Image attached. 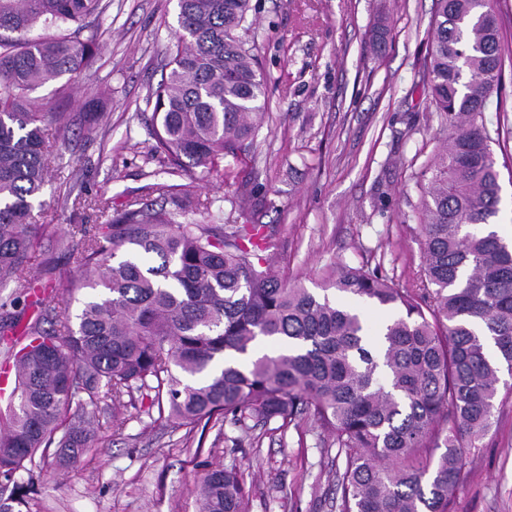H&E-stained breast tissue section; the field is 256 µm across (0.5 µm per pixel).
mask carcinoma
<instances>
[{
    "label": "carcinoma",
    "mask_w": 512,
    "mask_h": 512,
    "mask_svg": "<svg viewBox=\"0 0 512 512\" xmlns=\"http://www.w3.org/2000/svg\"><path fill=\"white\" fill-rule=\"evenodd\" d=\"M179 33L167 77L148 95L153 153L172 170L221 179L252 143L265 78L244 23L250 0H177ZM102 0H0V343L11 376L0 393V512L37 494V460L56 448L75 466L95 440L91 415L112 409V429L134 393L192 433L220 415L241 430L312 416L333 436L339 512H454L463 449L493 425L512 394V241L489 227L501 186L485 112L502 76L493 0H435L429 93L445 120L438 161L423 187V293L349 265L320 291L261 268L257 224H186L210 210L179 186L154 185L173 208L139 203L98 225L78 250L79 276L35 281L26 262L46 225L35 201L52 163L48 126L29 92L92 69ZM60 27L54 38L35 29ZM100 286L76 324L40 306L22 340L6 329L30 292L57 280ZM353 298L387 312L372 337ZM154 396H149V392ZM200 512H247L235 464L210 469Z\"/></svg>",
    "instance_id": "obj_1"
}]
</instances>
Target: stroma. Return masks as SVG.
<instances>
[{
    "label": "stroma",
    "instance_id": "stroma-1",
    "mask_svg": "<svg viewBox=\"0 0 512 512\" xmlns=\"http://www.w3.org/2000/svg\"><path fill=\"white\" fill-rule=\"evenodd\" d=\"M256 56L267 81L266 121L242 162L223 179L194 169L167 174L153 155L150 90L168 72L177 41V0H112L97 32L95 73L61 77L32 92L75 119L54 142L56 161L37 211L48 227L29 265L76 268L74 228L150 202L156 183H176L228 224H257L266 258L283 279L317 289L337 266L363 267L410 292L421 289L420 186L430 177L444 124L431 103L427 63L434 0H251ZM502 81L486 120L505 132L491 148L500 171L499 234L512 236V0H498ZM112 88L102 121H82L100 85ZM80 203L62 205L72 167ZM122 430L95 413L100 441L76 468H44L29 512H199L204 473L237 463L250 512H337L341 462L327 431L306 417L245 432L218 419L186 435L157 409L133 401ZM455 512H512V398L503 400L481 447L469 449Z\"/></svg>",
    "mask_w": 512,
    "mask_h": 512
}]
</instances>
